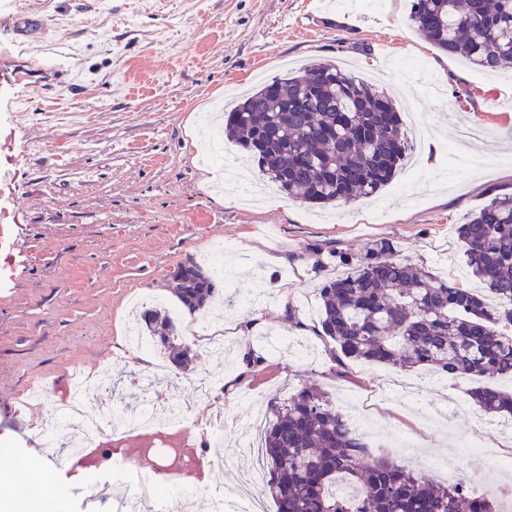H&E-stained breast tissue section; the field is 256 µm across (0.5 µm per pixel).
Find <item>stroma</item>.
<instances>
[{
    "label": "stroma",
    "instance_id": "obj_1",
    "mask_svg": "<svg viewBox=\"0 0 512 512\" xmlns=\"http://www.w3.org/2000/svg\"><path fill=\"white\" fill-rule=\"evenodd\" d=\"M38 25L14 20L16 11ZM408 0H0V44L29 67L67 73L63 85L23 81L13 109L0 112V225L8 226L9 266L0 276V447L37 471L51 498L66 482L49 470L26 433L38 409L19 404L35 386L64 391L71 369L108 365L123 406L141 401L125 348L135 301L159 299L177 312L173 275L205 260L214 240L228 246L235 273L227 293L248 302L250 338L227 339L228 357L288 336L309 359L256 367L224 390L234 418L265 411L266 380L280 398L318 385L338 411L372 424L366 443L394 446L407 431L410 454L454 456L469 492L512 481L467 445L478 414L469 386L454 377L430 384L425 368L387 369L389 379L423 383L418 409L393 395L374 400L375 368L351 365L359 384L334 374L314 317L300 300L375 241L393 242L398 258L467 287L455 228L497 193H512V73L490 78L414 32ZM350 64L359 78L393 97L410 145L405 164L375 198L316 208L282 193L266 202L216 189L217 175L197 155L218 134L215 103H232L274 76L311 62ZM485 127L484 141L451 157L458 127ZM251 462L234 434L213 489L237 488Z\"/></svg>",
    "mask_w": 512,
    "mask_h": 512
}]
</instances>
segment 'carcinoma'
<instances>
[{
	"label": "carcinoma",
	"mask_w": 512,
	"mask_h": 512,
	"mask_svg": "<svg viewBox=\"0 0 512 512\" xmlns=\"http://www.w3.org/2000/svg\"><path fill=\"white\" fill-rule=\"evenodd\" d=\"M411 27L439 51L487 71H512V0H409ZM224 135L280 191L313 206L375 195L408 151L392 99L332 63L273 78L224 113ZM465 266L483 293L396 258L383 241L320 288L321 337L347 362L425 367L456 378H512V195L493 196L456 227ZM175 295L202 314L217 291L193 260L179 265ZM139 329L177 369L196 351L178 324L145 310ZM490 415L512 416V393L469 390ZM262 437L266 488L276 512H496L462 485H441L399 458L375 457L328 393L304 387L270 402Z\"/></svg>",
	"instance_id": "cac0c4a2"
}]
</instances>
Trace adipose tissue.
<instances>
[{"instance_id": "obj_1", "label": "adipose tissue", "mask_w": 512, "mask_h": 512, "mask_svg": "<svg viewBox=\"0 0 512 512\" xmlns=\"http://www.w3.org/2000/svg\"><path fill=\"white\" fill-rule=\"evenodd\" d=\"M0 480L9 487L8 492L0 496V512H65L64 492H56L51 501H44L40 493L42 480L27 464L16 463Z\"/></svg>"}]
</instances>
